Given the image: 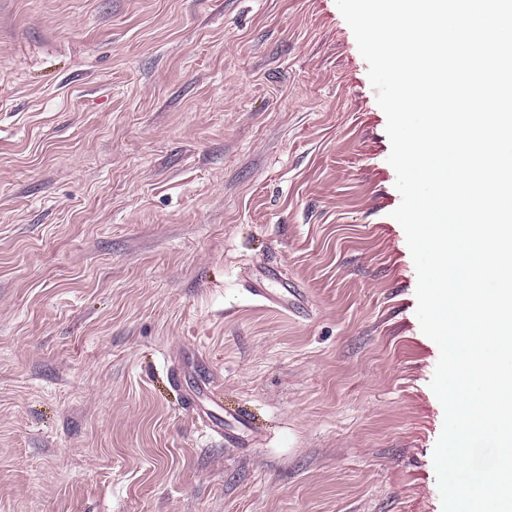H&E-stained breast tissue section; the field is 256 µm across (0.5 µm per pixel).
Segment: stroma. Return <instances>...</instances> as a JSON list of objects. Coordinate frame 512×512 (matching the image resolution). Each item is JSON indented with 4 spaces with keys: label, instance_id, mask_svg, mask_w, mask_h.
<instances>
[{
    "label": "stroma",
    "instance_id": "1",
    "mask_svg": "<svg viewBox=\"0 0 512 512\" xmlns=\"http://www.w3.org/2000/svg\"><path fill=\"white\" fill-rule=\"evenodd\" d=\"M386 123L335 0H0V512H442Z\"/></svg>",
    "mask_w": 512,
    "mask_h": 512
}]
</instances>
